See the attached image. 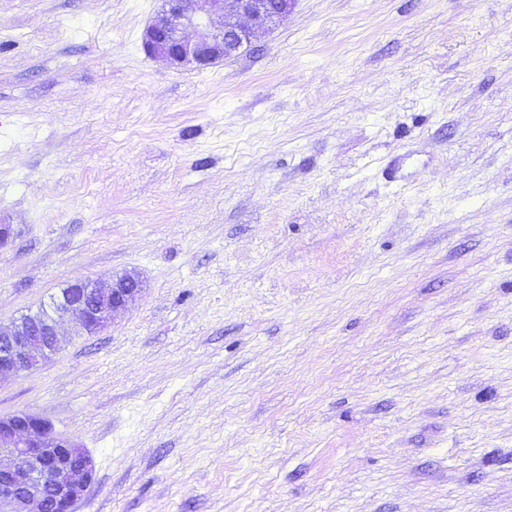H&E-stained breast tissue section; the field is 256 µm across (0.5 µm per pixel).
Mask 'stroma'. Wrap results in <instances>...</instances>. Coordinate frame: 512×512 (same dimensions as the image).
I'll return each mask as SVG.
<instances>
[{"instance_id":"stroma-1","label":"stroma","mask_w":512,"mask_h":512,"mask_svg":"<svg viewBox=\"0 0 512 512\" xmlns=\"http://www.w3.org/2000/svg\"><path fill=\"white\" fill-rule=\"evenodd\" d=\"M160 7L0 0V323L147 285L0 414L89 451L74 512H512V0H295L205 69Z\"/></svg>"}]
</instances>
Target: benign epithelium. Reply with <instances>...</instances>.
I'll return each instance as SVG.
<instances>
[{
    "label": "benign epithelium",
    "instance_id": "obj_1",
    "mask_svg": "<svg viewBox=\"0 0 512 512\" xmlns=\"http://www.w3.org/2000/svg\"><path fill=\"white\" fill-rule=\"evenodd\" d=\"M294 0H163L145 27L146 53L170 66L198 69L256 48L290 12ZM193 30V36L187 30ZM145 283L135 271L107 281L75 280L51 299L44 315L23 314L0 324V379L32 373L61 348L67 317L75 333L93 336L135 305ZM96 482L85 449L53 433L40 417L0 415V512H72Z\"/></svg>",
    "mask_w": 512,
    "mask_h": 512
}]
</instances>
